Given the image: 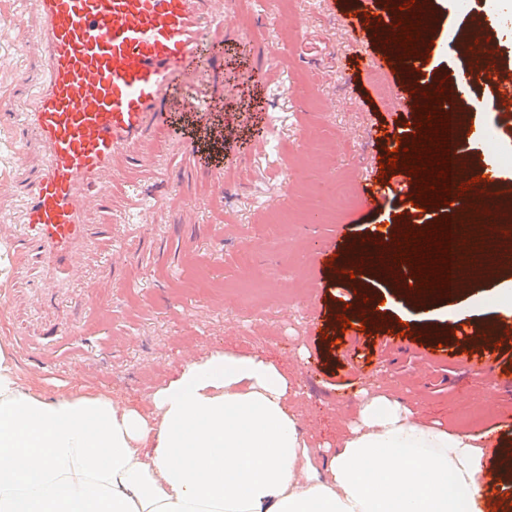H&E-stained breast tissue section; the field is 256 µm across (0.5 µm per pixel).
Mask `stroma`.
<instances>
[{
    "mask_svg": "<svg viewBox=\"0 0 512 512\" xmlns=\"http://www.w3.org/2000/svg\"><path fill=\"white\" fill-rule=\"evenodd\" d=\"M284 2L298 30H284L266 13L257 19L256 38L288 56L266 96L256 97L245 82L252 55L234 40L224 45L223 77L210 86L224 101V148L239 156L227 184L212 190L187 160L169 153L146 161L134 177L145 183L165 167V206L148 224L116 225L113 241L91 238L68 284L42 280L29 257L0 239L8 256L0 263V344L11 346L23 381L47 393L77 374L89 391L143 406L188 359L227 346L261 350L287 364L306 391L302 426L315 445L335 440L359 389L388 385L424 420L473 434L502 432L501 445L485 450L495 474L487 502L512 512V468L503 465L512 459V425L501 422L512 415V343L502 346L493 370L477 363L484 333L506 329L500 288L512 272L464 288L450 284L427 303L404 298L398 281L372 263L344 280V259L364 233L354 229L340 242L336 227L356 194L337 198L317 219L303 198L326 180L350 185L365 172L382 148L376 130L383 115L364 74L345 70V58L357 54L348 27L357 0ZM19 24L15 0H0V106L17 98V69L39 70ZM228 84L236 88L229 98ZM263 112L275 123L270 144L255 153L250 144ZM40 162L33 149L26 166L15 165L11 129L0 120V218L16 207L13 183ZM211 195L215 205L197 209ZM441 214L437 206L413 213L391 200L364 221L401 235ZM332 246L336 258H324ZM341 288L377 301L366 335L343 334L341 318L359 323L361 310L337 304ZM462 298L475 305L471 336L448 319Z\"/></svg>",
    "mask_w": 512,
    "mask_h": 512,
    "instance_id": "1",
    "label": "stroma"
}]
</instances>
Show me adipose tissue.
<instances>
[{
    "label": "adipose tissue",
    "mask_w": 512,
    "mask_h": 512,
    "mask_svg": "<svg viewBox=\"0 0 512 512\" xmlns=\"http://www.w3.org/2000/svg\"><path fill=\"white\" fill-rule=\"evenodd\" d=\"M261 352L185 362L149 409L23 384L0 345V512H484L490 434L361 390L324 467L306 399Z\"/></svg>",
    "instance_id": "1"
}]
</instances>
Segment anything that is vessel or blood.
Returning a JSON list of instances; mask_svg holds the SVG:
<instances>
[{
    "instance_id": "1",
    "label": "vessel or blood",
    "mask_w": 512,
    "mask_h": 512,
    "mask_svg": "<svg viewBox=\"0 0 512 512\" xmlns=\"http://www.w3.org/2000/svg\"><path fill=\"white\" fill-rule=\"evenodd\" d=\"M256 0H19L21 31L39 57L44 75L32 80L19 74L17 85L27 96L13 117L14 154L25 163L30 147H37L42 165L14 191L21 209L14 219L0 223V238L19 241L33 249L42 273L60 283L69 282L80 267V254L89 237L87 216L106 211L116 187L127 188L133 201L124 223H147L161 197L144 184L127 178L142 158L159 143L175 145L195 170L213 187H223L235 159L223 154L224 124L215 112L208 92L209 79L220 72L223 55L211 65L201 64L205 46L223 47L225 38L239 37L253 20ZM396 8H382L380 0H359L350 20L352 38L360 48L347 68L390 67L384 54L373 50L377 34L395 35ZM426 44L419 54L405 58L410 71L429 74L430 57L441 44L439 24L420 18ZM454 42L469 47L470 61L458 68L454 94L473 101L475 107L494 117L512 115V64L490 62L489 48H476L470 29L457 26ZM255 61L249 78L257 92L272 84L280 53L273 45L254 43ZM491 88L478 96L479 88ZM388 96L393 112L425 105L414 83L392 81ZM448 144L456 146L459 127H471L480 137L482 127L471 124L470 114L450 110ZM412 137L404 125L387 121L383 145L409 147ZM461 177L452 186L480 175L477 189L450 195L449 213L466 214L478 201L495 200L512 191V177L497 165L482 160L460 163ZM394 181L366 173L356 183L357 207L349 209L339 226L351 230L360 224L365 209H376L386 197L411 204L416 200L417 179L397 167ZM369 237L376 248L370 259L392 260V236L388 228L374 224Z\"/></svg>"
}]
</instances>
